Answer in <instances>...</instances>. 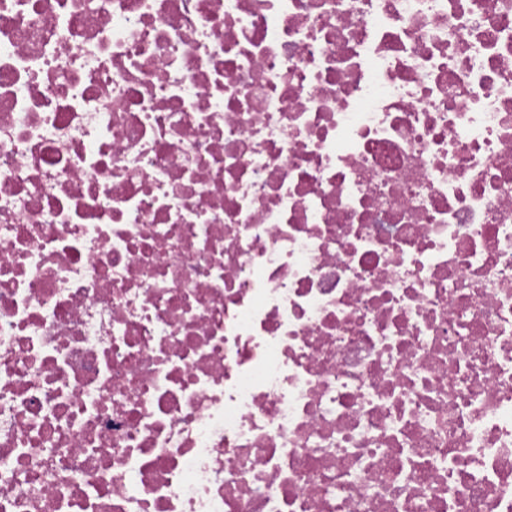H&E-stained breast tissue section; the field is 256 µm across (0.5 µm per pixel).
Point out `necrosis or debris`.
Wrapping results in <instances>:
<instances>
[{"instance_id": "4bbe7bcc", "label": "necrosis or debris", "mask_w": 512, "mask_h": 512, "mask_svg": "<svg viewBox=\"0 0 512 512\" xmlns=\"http://www.w3.org/2000/svg\"><path fill=\"white\" fill-rule=\"evenodd\" d=\"M0 512H512V0H0Z\"/></svg>"}]
</instances>
